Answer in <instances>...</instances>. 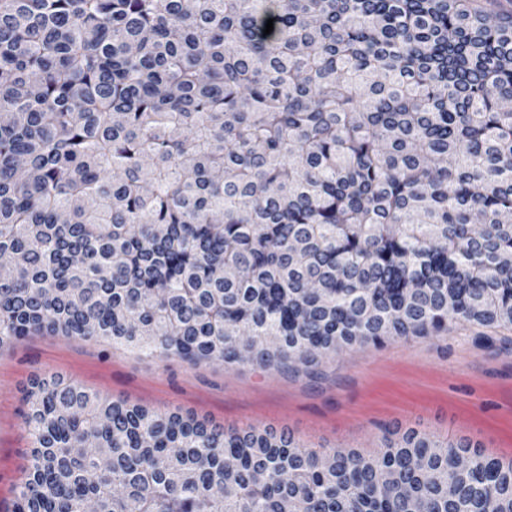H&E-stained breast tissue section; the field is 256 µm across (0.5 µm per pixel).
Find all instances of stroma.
Segmentation results:
<instances>
[{
  "label": "stroma",
  "mask_w": 512,
  "mask_h": 512,
  "mask_svg": "<svg viewBox=\"0 0 512 512\" xmlns=\"http://www.w3.org/2000/svg\"><path fill=\"white\" fill-rule=\"evenodd\" d=\"M318 377L248 364L160 358L97 339L40 334L0 349V512H12L32 438L24 395L58 376L87 391L224 428L292 432L313 449L375 454L387 430L467 437L512 460V328L449 322L437 335L356 346L323 358Z\"/></svg>",
  "instance_id": "1"
}]
</instances>
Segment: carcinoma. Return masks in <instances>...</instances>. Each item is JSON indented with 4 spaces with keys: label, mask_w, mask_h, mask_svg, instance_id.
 Listing matches in <instances>:
<instances>
[{
    "label": "carcinoma",
    "mask_w": 512,
    "mask_h": 512,
    "mask_svg": "<svg viewBox=\"0 0 512 512\" xmlns=\"http://www.w3.org/2000/svg\"><path fill=\"white\" fill-rule=\"evenodd\" d=\"M273 31L265 35L267 20ZM0 348L313 372L512 326V16L467 0H0ZM13 512H512V461L373 456L60 378Z\"/></svg>",
    "instance_id": "1"
}]
</instances>
